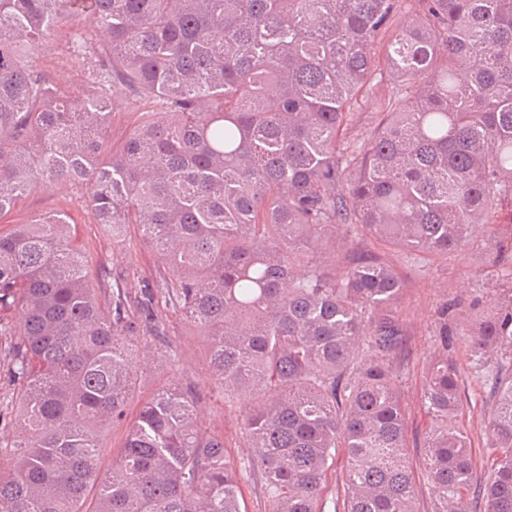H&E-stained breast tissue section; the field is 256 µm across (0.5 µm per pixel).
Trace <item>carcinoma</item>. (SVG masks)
I'll list each match as a JSON object with an SVG mask.
<instances>
[{
  "mask_svg": "<svg viewBox=\"0 0 512 512\" xmlns=\"http://www.w3.org/2000/svg\"><path fill=\"white\" fill-rule=\"evenodd\" d=\"M411 21L393 23L407 6ZM95 38L97 74L158 109L117 148L112 100L64 95L33 63L63 17ZM396 82L388 112L348 140L364 89ZM36 182L81 185L98 221L128 225L169 269L159 287L104 305L68 217L0 235V336H19V381L0 408V512H244L248 478L268 512H324L345 451L342 512H415L397 364L404 282L380 256L335 272L313 262L331 233L446 254L480 239L512 277V0H0V217ZM211 337L210 389L242 405L251 455L198 423L192 384L164 386L129 421L112 467L103 430L122 420L138 348L163 310ZM423 403L434 512H467L471 481L448 309ZM492 396L486 512H512V282L457 331ZM344 449L339 448L336 453V460L327 471L325 478L326 491L323 497V506L325 512H334V501L336 497L337 484L341 483L342 467L345 464ZM325 504V505H324Z\"/></svg>",
  "mask_w": 512,
  "mask_h": 512,
  "instance_id": "cac0c4a2",
  "label": "carcinoma"
}]
</instances>
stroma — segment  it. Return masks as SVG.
<instances>
[{
	"label": "stroma",
	"instance_id": "35a3bbf8",
	"mask_svg": "<svg viewBox=\"0 0 512 512\" xmlns=\"http://www.w3.org/2000/svg\"><path fill=\"white\" fill-rule=\"evenodd\" d=\"M84 25L67 18L59 22L41 45L35 64L51 75L67 93L78 96L106 93L112 100L109 139L120 144L137 121L138 106L111 85L95 82L93 60L88 55H75L72 44ZM390 82L378 83L362 93L353 109L350 138L368 135L387 110ZM64 212L70 217V242L87 263L90 281L98 287L102 299H109L116 287V272L133 270L137 284L159 285L166 272L156 253L144 244L137 228H129L124 242L113 243L106 236L93 210L86 191L79 185H36L20 197L11 212L0 219V233L15 225L29 223L35 217ZM356 249L368 253H384L405 281L403 300L399 308L405 329L406 351L399 363V389L403 397L407 426V446L415 464V480L419 497L418 512H432L427 472L422 464L424 437L431 419L422 402L423 381L430 354L439 346L437 312L447 308L448 319L455 325L478 316L493 289L502 284V269L489 263L476 245L428 259H416L403 250H381L375 240L353 236ZM165 340L177 353L172 362H155L157 345H149L138 373L133 396L126 407L127 417H135L140 406L151 399L163 385L193 381L203 383L209 364V338L205 331L190 325L174 311L165 317ZM450 355L463 372L461 385L462 414L459 423L471 440L474 459L475 485L468 488L464 500L469 512H484L485 500L478 497L476 487L491 476L497 454L489 448L483 418L490 406L489 389L471 373V360L460 344H453ZM200 422L208 432L223 436L225 453L234 462L249 458L251 450L242 439L237 406L225 403L221 393L207 392Z\"/></svg>",
	"mask_w": 512,
	"mask_h": 512
}]
</instances>
